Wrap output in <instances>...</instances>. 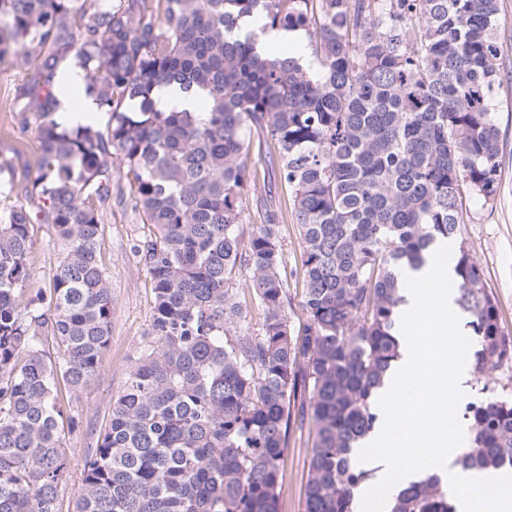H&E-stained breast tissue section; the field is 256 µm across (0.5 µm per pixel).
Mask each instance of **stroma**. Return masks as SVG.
<instances>
[{
    "mask_svg": "<svg viewBox=\"0 0 512 512\" xmlns=\"http://www.w3.org/2000/svg\"><path fill=\"white\" fill-rule=\"evenodd\" d=\"M32 70L14 56L0 59V192L11 191L13 201H23L24 185L39 174L41 154L33 133L18 131L14 99ZM499 125L504 138L501 191L496 204L470 200L471 219L462 227L474 260L483 268L500 310L501 324L512 334V104L499 107ZM120 191L104 217L101 253L112 282V338L100 370L77 406L84 418L80 432L65 434L69 466L65 472L64 507L71 512L94 439L104 427L112 401L123 390L129 371L146 336L151 315L152 284L147 270L130 252L131 238L147 226L131 207L134 187L120 178ZM36 249L31 267L33 287H47L60 257V246L49 241L47 225L35 227ZM312 439L307 431H295L285 451L286 480L282 512H305V483Z\"/></svg>",
    "mask_w": 512,
    "mask_h": 512,
    "instance_id": "35a3bbf8",
    "label": "stroma"
}]
</instances>
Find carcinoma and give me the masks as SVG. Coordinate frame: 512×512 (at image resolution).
I'll return each instance as SVG.
<instances>
[{"label": "carcinoma", "instance_id": "carcinoma-1", "mask_svg": "<svg viewBox=\"0 0 512 512\" xmlns=\"http://www.w3.org/2000/svg\"><path fill=\"white\" fill-rule=\"evenodd\" d=\"M499 0H0V58L36 66L18 97L41 173L0 218V512H61L64 429L112 331L104 213L132 178L148 235L150 327L76 492L77 512H281L294 429L313 443L306 512H359L373 472L352 462L399 358L398 270L458 246L478 380L512 363V336L461 235L466 199H497ZM250 19L257 29L243 35ZM298 32L263 56L260 36ZM74 55L106 131L55 119ZM177 85L193 112L157 106ZM290 212L245 225L252 141ZM299 233L304 316L283 242ZM61 257L31 287L34 225ZM247 276L248 295L237 282ZM258 319H253V311ZM56 345V355L44 348ZM465 468L512 467V393L485 382L462 415ZM390 512H455L430 475Z\"/></svg>", "mask_w": 512, "mask_h": 512}]
</instances>
